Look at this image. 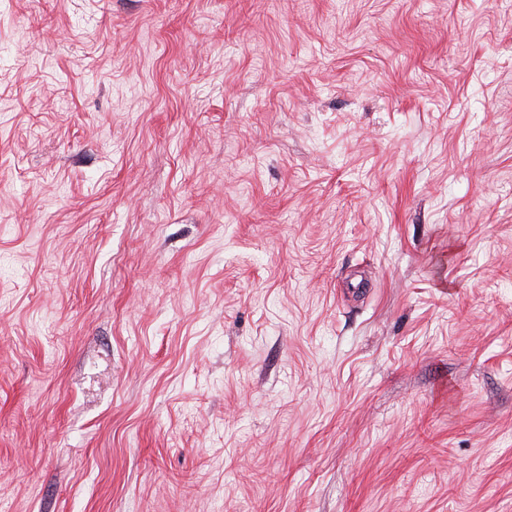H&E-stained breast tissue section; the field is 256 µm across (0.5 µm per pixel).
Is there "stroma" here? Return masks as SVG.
Masks as SVG:
<instances>
[{"label": "stroma", "mask_w": 512, "mask_h": 512, "mask_svg": "<svg viewBox=\"0 0 512 512\" xmlns=\"http://www.w3.org/2000/svg\"><path fill=\"white\" fill-rule=\"evenodd\" d=\"M0 512H512V0H0Z\"/></svg>", "instance_id": "1"}]
</instances>
